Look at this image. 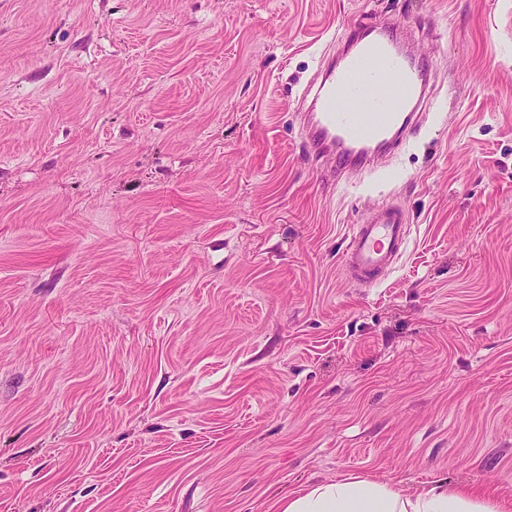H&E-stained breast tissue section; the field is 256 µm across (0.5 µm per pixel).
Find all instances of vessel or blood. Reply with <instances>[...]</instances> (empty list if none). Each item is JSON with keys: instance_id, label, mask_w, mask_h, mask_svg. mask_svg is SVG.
<instances>
[{"instance_id": "vessel-or-blood-1", "label": "vessel or blood", "mask_w": 512, "mask_h": 512, "mask_svg": "<svg viewBox=\"0 0 512 512\" xmlns=\"http://www.w3.org/2000/svg\"><path fill=\"white\" fill-rule=\"evenodd\" d=\"M408 20L392 18L348 32L347 50L311 80L300 123L308 151L323 177L351 171L373 174V161L396 153L419 128L417 109L429 94V58L408 52L398 39ZM409 217L396 204L368 212L352 228L343 258L346 275L376 285L401 257Z\"/></svg>"}]
</instances>
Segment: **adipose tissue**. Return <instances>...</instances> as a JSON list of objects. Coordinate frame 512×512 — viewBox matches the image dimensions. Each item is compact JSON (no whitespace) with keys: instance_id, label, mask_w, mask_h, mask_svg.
I'll return each mask as SVG.
<instances>
[{"instance_id":"ef3b65f1","label":"adipose tissue","mask_w":512,"mask_h":512,"mask_svg":"<svg viewBox=\"0 0 512 512\" xmlns=\"http://www.w3.org/2000/svg\"><path fill=\"white\" fill-rule=\"evenodd\" d=\"M277 512H499L496 504L434 486L418 494L369 479L312 485L282 499Z\"/></svg>"}]
</instances>
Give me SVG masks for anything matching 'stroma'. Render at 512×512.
<instances>
[{
	"label": "stroma",
	"instance_id": "stroma-1",
	"mask_svg": "<svg viewBox=\"0 0 512 512\" xmlns=\"http://www.w3.org/2000/svg\"><path fill=\"white\" fill-rule=\"evenodd\" d=\"M409 15L431 104L321 179L302 92ZM411 233L373 288L367 210ZM366 478L512 512V0H0V512H272ZM409 227V217L399 205L368 212L352 228L343 258L346 275L366 287L379 283L401 257Z\"/></svg>",
	"mask_w": 512,
	"mask_h": 512
}]
</instances>
